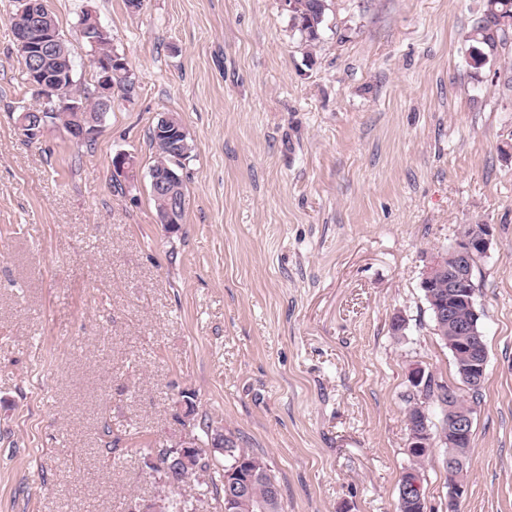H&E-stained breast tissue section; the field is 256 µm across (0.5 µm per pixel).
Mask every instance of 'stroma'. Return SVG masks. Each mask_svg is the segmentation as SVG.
<instances>
[{
  "label": "stroma",
  "instance_id": "obj_1",
  "mask_svg": "<svg viewBox=\"0 0 512 512\" xmlns=\"http://www.w3.org/2000/svg\"><path fill=\"white\" fill-rule=\"evenodd\" d=\"M47 5L82 89L86 9L134 89L91 145L25 141L43 103L0 0V512H127L163 487L147 449L203 421L262 459L283 512H395L410 371L461 384L420 282L467 224L493 237L460 510L512 512V88L468 64L483 0H338L312 49L283 0ZM168 114L192 145L174 229L150 196ZM449 491L438 444L426 512Z\"/></svg>",
  "mask_w": 512,
  "mask_h": 512
}]
</instances>
